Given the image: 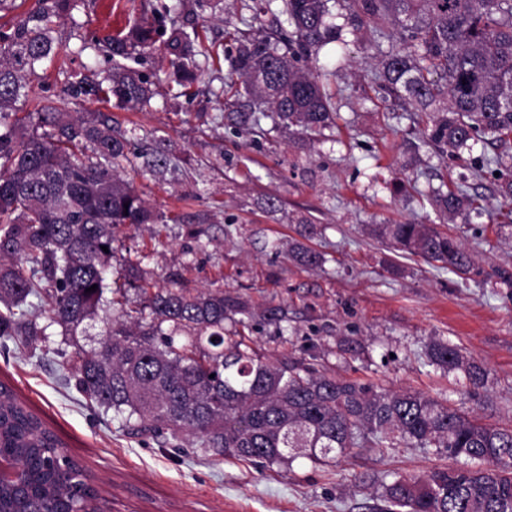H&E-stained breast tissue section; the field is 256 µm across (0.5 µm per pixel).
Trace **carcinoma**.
I'll list each match as a JSON object with an SVG mask.
<instances>
[{"mask_svg": "<svg viewBox=\"0 0 512 512\" xmlns=\"http://www.w3.org/2000/svg\"><path fill=\"white\" fill-rule=\"evenodd\" d=\"M75 0H39L37 8L13 14L16 0H0V337L37 331L38 315L61 329L73 347L70 377L92 403L123 417L131 435L151 434L174 448H206L240 461L274 465L291 448L319 462L349 448H443L460 466L435 467L423 477L384 487L388 512H512V428L482 422L420 391L376 392L351 379L322 372L313 363L269 360L256 355L243 335H224L231 315H254L250 303L220 288L182 287L178 275L153 291L138 263L124 278L146 295L136 316L124 312L90 350L80 343L89 327L115 307L118 288L107 283L113 234L121 224H161L132 178L134 131L101 115L73 118L70 101L91 96L118 109L149 102L148 80L125 64L155 43L147 21L128 23L109 42L112 68L81 77L58 99L41 98L19 117L6 108L26 95L27 83L55 54L53 19ZM292 28L279 44L267 36L246 37L238 26L225 31L235 52L225 60L238 78L224 84V126L250 133L269 119L288 139L315 140L335 124L330 78L305 72L298 63L317 58L341 40L332 22L334 5L347 11L356 39L398 42L382 60L376 87L389 98L421 107L417 123L424 143L438 152L472 149L492 135L512 140V0H281ZM271 0H251V19ZM172 24L176 60L170 81L189 93L199 64L213 58L198 31ZM168 151L156 145L135 172L160 174ZM428 200L451 216L481 208L480 198L455 184ZM374 232L399 251L467 277H486L512 288V271L476 266L463 242L437 224H379ZM304 267L323 257L302 243L291 250ZM95 287L89 292L87 288ZM431 363L459 371L473 398L489 376L454 345L435 341ZM16 462L31 477L30 492L47 512H63L70 483L83 468L64 443L6 384L0 383V462Z\"/></svg>", "mask_w": 512, "mask_h": 512, "instance_id": "1", "label": "carcinoma"}]
</instances>
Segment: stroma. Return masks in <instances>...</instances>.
I'll return each instance as SVG.
<instances>
[{"label": "stroma", "instance_id": "obj_1", "mask_svg": "<svg viewBox=\"0 0 512 512\" xmlns=\"http://www.w3.org/2000/svg\"><path fill=\"white\" fill-rule=\"evenodd\" d=\"M177 0H82L57 19V56L29 84L33 98L60 95L67 77L108 69L106 38L127 21L151 16ZM244 0H207L187 16L206 43L225 47V23ZM153 48L129 66L153 79L154 97L143 109H105L88 99L71 114L109 111L124 128L164 137L180 169L157 178L137 176L147 202L168 215L164 224L122 225L115 231L110 279L124 277L127 261L164 285L170 274L186 288H223L247 299L257 316L225 320L262 357L316 362L337 376L375 390L411 388L445 398L484 422L512 426V288L466 279L375 237L378 224L440 223L421 197L428 186L466 181L483 200L481 213L449 224L483 268L512 269V235L503 223L494 173L471 170L499 145L439 154L423 145L408 107L383 102L371 77L391 48L367 42L333 43L320 50L319 67L336 74V125L319 142L294 143L276 132L247 137L225 128L227 62L201 63L190 95L176 96L165 79L174 55L170 22H157ZM278 198L268 211L267 197ZM318 227L310 245L325 255L305 268L289 254L301 220ZM279 251H271L270 241ZM286 310L271 323L259 314ZM457 346L489 371L474 399L454 391V375L429 365L433 340ZM72 349L57 326L38 336L0 340V382L10 385L62 438L108 498L110 512H376L384 487L448 465L440 448H351L311 462L261 467L201 448H173L149 436L132 437L114 412L89 405L67 382Z\"/></svg>", "mask_w": 512, "mask_h": 512}]
</instances>
